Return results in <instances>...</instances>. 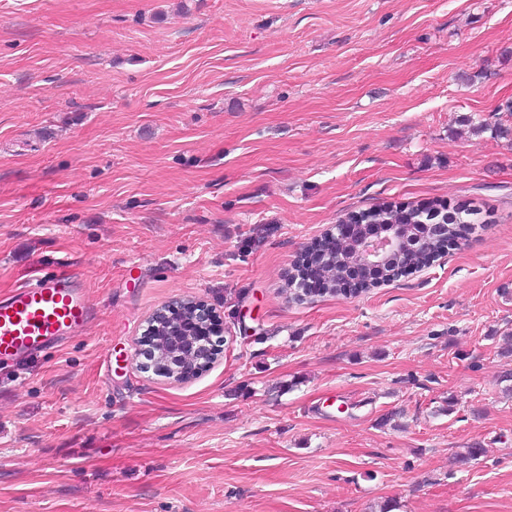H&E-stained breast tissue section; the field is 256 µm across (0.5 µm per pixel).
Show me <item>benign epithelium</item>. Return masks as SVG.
Masks as SVG:
<instances>
[{
    "label": "benign epithelium",
    "instance_id": "1",
    "mask_svg": "<svg viewBox=\"0 0 512 512\" xmlns=\"http://www.w3.org/2000/svg\"><path fill=\"white\" fill-rule=\"evenodd\" d=\"M425 226L418 224H382L375 234L364 232L361 224H336V237L355 241L354 266L366 272L384 268L387 257L423 240ZM216 319V311L203 300L175 299L156 308L147 318L155 337V358L142 359L143 348L136 349L138 367L164 381L181 376V364L188 363L193 371L184 375L190 379L209 368L224 354V336L206 333Z\"/></svg>",
    "mask_w": 512,
    "mask_h": 512
}]
</instances>
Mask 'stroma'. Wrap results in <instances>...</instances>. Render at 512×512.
Listing matches in <instances>:
<instances>
[{"label": "stroma", "instance_id": "1", "mask_svg": "<svg viewBox=\"0 0 512 512\" xmlns=\"http://www.w3.org/2000/svg\"><path fill=\"white\" fill-rule=\"evenodd\" d=\"M511 102L512 0H0V296L94 308L0 366V512H512ZM415 201L491 221L296 298L340 217ZM179 297L224 355L169 383L134 351ZM416 247L417 249H407L404 253L390 258L387 268L397 271L412 264L421 265L446 252V244L440 243L439 239H435L431 235H428L424 242ZM428 251L429 253L425 254Z\"/></svg>", "mask_w": 512, "mask_h": 512}]
</instances>
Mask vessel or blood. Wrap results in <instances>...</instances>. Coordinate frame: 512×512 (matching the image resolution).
Returning <instances> with one entry per match:
<instances>
[{
  "label": "vessel or blood",
  "instance_id": "b4317fda",
  "mask_svg": "<svg viewBox=\"0 0 512 512\" xmlns=\"http://www.w3.org/2000/svg\"><path fill=\"white\" fill-rule=\"evenodd\" d=\"M93 317L79 278L46 274L0 297V364H11L82 335Z\"/></svg>",
  "mask_w": 512,
  "mask_h": 512
}]
</instances>
